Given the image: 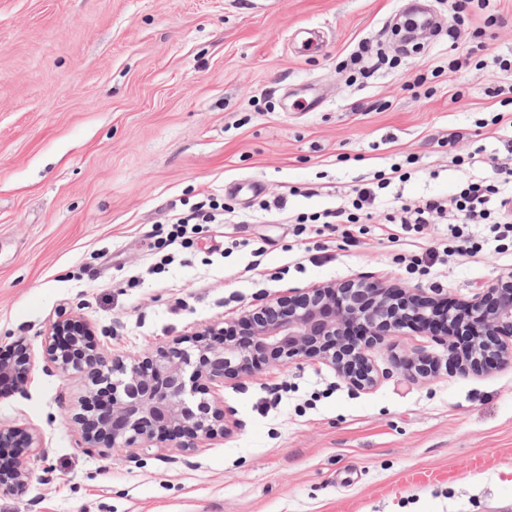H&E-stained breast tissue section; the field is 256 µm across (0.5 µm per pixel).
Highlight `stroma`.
<instances>
[{
	"label": "stroma",
	"mask_w": 512,
	"mask_h": 512,
	"mask_svg": "<svg viewBox=\"0 0 512 512\" xmlns=\"http://www.w3.org/2000/svg\"><path fill=\"white\" fill-rule=\"evenodd\" d=\"M404 3L0 0V354L23 338L37 355L23 392L0 386V423L42 437L0 512H512V367L449 372L446 347L410 328L371 349L368 391L317 361L226 381L231 434L187 451L87 452L74 419L94 400L87 376L40 356L70 315L122 357L329 282L367 275L462 305L511 271L512 248L481 224L464 228L478 256L419 270L407 258L445 247L446 219L387 238L395 204L494 179L468 166L475 147L512 165V122L496 119L512 76L493 63L512 56V0L470 12L453 41L450 0H428L440 25L417 55L391 37ZM308 32L322 45L305 52ZM361 42L389 59L368 78L343 66ZM395 163L407 177L380 190L359 243L313 222ZM281 196L285 209L261 210ZM210 197L223 215L172 241L171 206ZM416 348L437 371L412 381L395 361ZM482 454L495 469L473 468ZM413 466L454 477L403 485Z\"/></svg>",
	"instance_id": "stroma-1"
}]
</instances>
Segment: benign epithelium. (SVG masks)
<instances>
[{
    "mask_svg": "<svg viewBox=\"0 0 512 512\" xmlns=\"http://www.w3.org/2000/svg\"><path fill=\"white\" fill-rule=\"evenodd\" d=\"M492 302L478 298L457 317L416 297L411 289H388L377 282L327 283L286 300L269 302L226 326H207L175 338L171 345L112 360L101 351L92 324L79 316L55 323L44 338L46 366L62 374L83 371L92 385H112V403L98 414L77 417L87 448L105 440L115 448H148L170 438L180 448L229 432L231 411L201 391L224 380L250 376L259 368L297 360L327 364L357 390L378 381L367 349L406 327L428 330L440 341L464 339L454 369L461 375L483 371L492 359L512 366V274L487 287ZM412 379L432 372L422 354L397 361ZM35 366L31 345L20 338L12 355L0 360L18 390ZM30 460L0 468V491L20 492L31 478Z\"/></svg>",
    "mask_w": 512,
    "mask_h": 512,
    "instance_id": "1",
    "label": "benign epithelium"
}]
</instances>
